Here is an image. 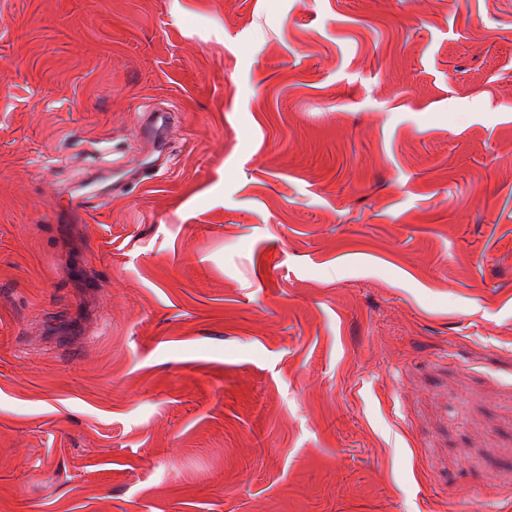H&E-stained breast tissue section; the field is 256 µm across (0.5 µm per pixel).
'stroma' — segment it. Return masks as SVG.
I'll return each mask as SVG.
<instances>
[{"label": "stroma", "mask_w": 512, "mask_h": 512, "mask_svg": "<svg viewBox=\"0 0 512 512\" xmlns=\"http://www.w3.org/2000/svg\"><path fill=\"white\" fill-rule=\"evenodd\" d=\"M0 512H512V0H0ZM170 112L173 111L150 110L144 114L140 125V135L145 142L153 145V147H160L164 144V132L172 122Z\"/></svg>", "instance_id": "stroma-1"}]
</instances>
